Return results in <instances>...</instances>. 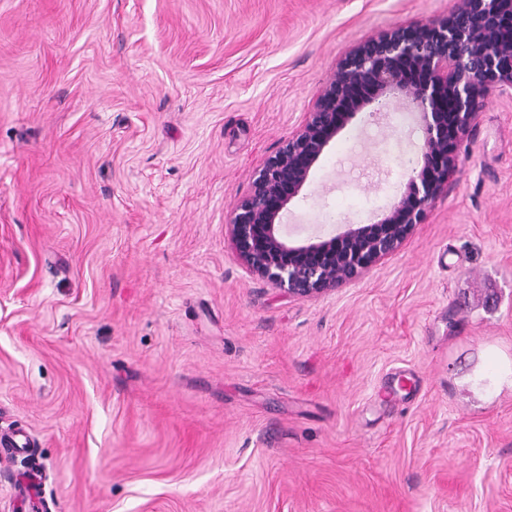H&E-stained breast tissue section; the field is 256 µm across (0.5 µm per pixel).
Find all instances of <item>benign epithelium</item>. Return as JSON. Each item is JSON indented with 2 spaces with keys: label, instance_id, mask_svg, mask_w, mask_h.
<instances>
[{
  "label": "benign epithelium",
  "instance_id": "obj_1",
  "mask_svg": "<svg viewBox=\"0 0 512 512\" xmlns=\"http://www.w3.org/2000/svg\"><path fill=\"white\" fill-rule=\"evenodd\" d=\"M512 0H462L449 17L397 24L352 48L303 124L258 169L227 224L252 275L296 298L358 278L399 251L454 175L458 150L492 91L512 96ZM393 105L419 114L424 137L399 198L378 221L292 245L281 234L288 204L332 139L358 114Z\"/></svg>",
  "mask_w": 512,
  "mask_h": 512
}]
</instances>
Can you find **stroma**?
<instances>
[{
  "label": "stroma",
  "mask_w": 512,
  "mask_h": 512,
  "mask_svg": "<svg viewBox=\"0 0 512 512\" xmlns=\"http://www.w3.org/2000/svg\"><path fill=\"white\" fill-rule=\"evenodd\" d=\"M461 0H0V512H512V96L393 255L288 296L226 236L359 41ZM358 115L282 222L379 220Z\"/></svg>",
  "instance_id": "stroma-1"
}]
</instances>
